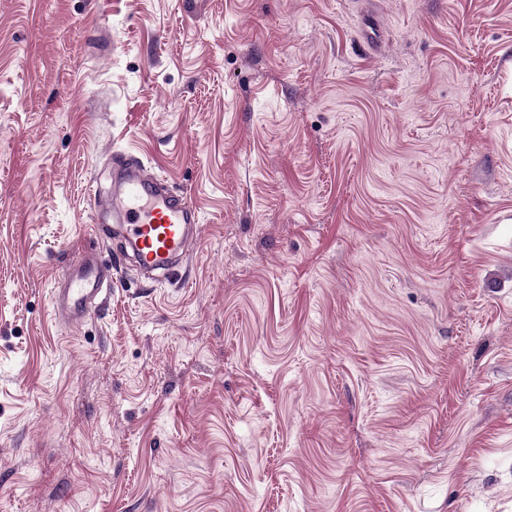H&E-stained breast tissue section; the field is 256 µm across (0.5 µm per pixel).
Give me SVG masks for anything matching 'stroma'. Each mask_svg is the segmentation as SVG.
Returning a JSON list of instances; mask_svg holds the SVG:
<instances>
[{"instance_id":"1","label":"stroma","mask_w":512,"mask_h":512,"mask_svg":"<svg viewBox=\"0 0 512 512\" xmlns=\"http://www.w3.org/2000/svg\"><path fill=\"white\" fill-rule=\"evenodd\" d=\"M115 150L189 283L67 328ZM0 512H512V0H0Z\"/></svg>"}]
</instances>
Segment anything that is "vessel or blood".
I'll return each instance as SVG.
<instances>
[{
  "instance_id": "vessel-or-blood-1",
  "label": "vessel or blood",
  "mask_w": 512,
  "mask_h": 512,
  "mask_svg": "<svg viewBox=\"0 0 512 512\" xmlns=\"http://www.w3.org/2000/svg\"><path fill=\"white\" fill-rule=\"evenodd\" d=\"M112 165L111 194L93 192L89 200L97 213L112 215L111 223L95 225L97 241L117 245L118 251L111 260L91 250L58 269L52 311L67 327L105 308L119 263L130 260L149 278L179 282L184 278L180 264L199 241L200 215L185 193L132 154L113 153Z\"/></svg>"
}]
</instances>
